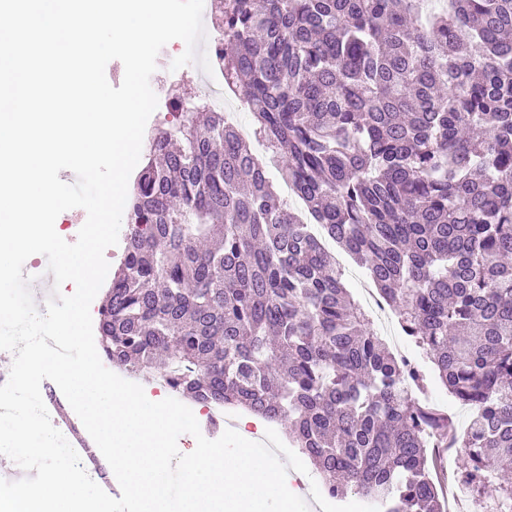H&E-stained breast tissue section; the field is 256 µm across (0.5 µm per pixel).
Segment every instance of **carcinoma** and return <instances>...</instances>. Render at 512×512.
<instances>
[{
	"label": "carcinoma",
	"instance_id": "cac0c4a2",
	"mask_svg": "<svg viewBox=\"0 0 512 512\" xmlns=\"http://www.w3.org/2000/svg\"><path fill=\"white\" fill-rule=\"evenodd\" d=\"M212 16V65L271 153L172 99L125 204L103 354L133 372L163 354L181 396L289 424L332 497L441 512L428 450L456 447L482 494L512 460V0H214ZM326 238L424 364L388 350ZM426 371L472 410L464 433L416 400ZM493 504L512 512V484ZM331 250L336 255V258L342 266L354 272L355 275L350 276L347 275L343 270L347 288L353 295L354 299H359L364 285H366L368 282V275L365 267L357 264L345 251H343L337 245H333Z\"/></svg>",
	"mask_w": 512,
	"mask_h": 512
}]
</instances>
